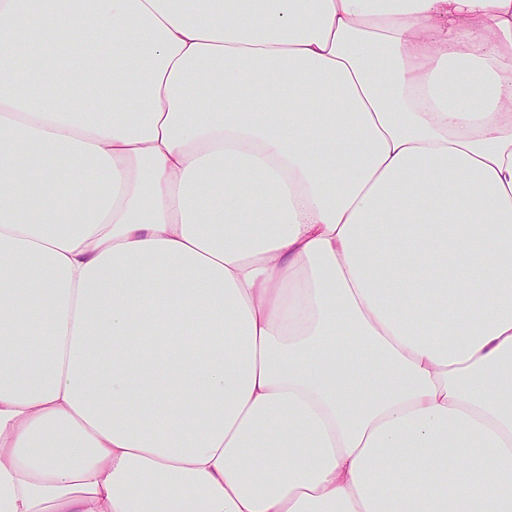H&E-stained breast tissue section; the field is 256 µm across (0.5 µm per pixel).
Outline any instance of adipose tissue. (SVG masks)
<instances>
[{
    "label": "adipose tissue",
    "instance_id": "obj_1",
    "mask_svg": "<svg viewBox=\"0 0 512 512\" xmlns=\"http://www.w3.org/2000/svg\"><path fill=\"white\" fill-rule=\"evenodd\" d=\"M0 512H512V0H0ZM69 52L79 55L84 65L93 67V70L112 67L114 59L113 47L106 40L103 39L93 47H81L76 44H70Z\"/></svg>",
    "mask_w": 512,
    "mask_h": 512
}]
</instances>
